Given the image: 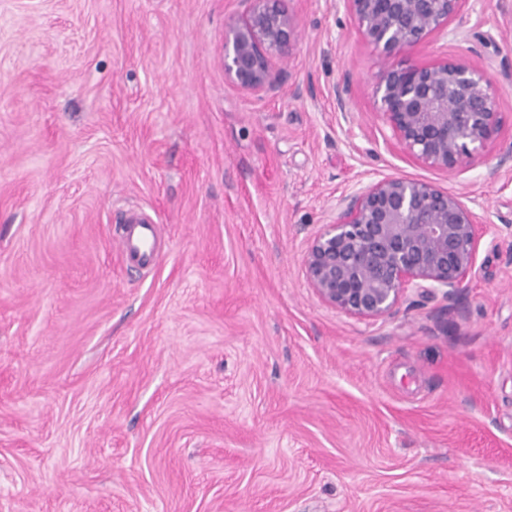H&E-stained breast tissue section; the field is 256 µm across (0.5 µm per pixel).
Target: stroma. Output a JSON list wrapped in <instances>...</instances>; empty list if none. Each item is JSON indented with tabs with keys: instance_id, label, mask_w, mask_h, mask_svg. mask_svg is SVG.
Returning a JSON list of instances; mask_svg holds the SVG:
<instances>
[{
	"instance_id": "obj_1",
	"label": "stroma",
	"mask_w": 512,
	"mask_h": 512,
	"mask_svg": "<svg viewBox=\"0 0 512 512\" xmlns=\"http://www.w3.org/2000/svg\"><path fill=\"white\" fill-rule=\"evenodd\" d=\"M285 6L303 37L262 96L224 79L242 0H0V512H512V0L470 2L492 41L400 58L501 84L450 171L389 141L352 18ZM383 175L479 202L457 301L361 319L309 288L338 198ZM126 224L128 230L118 240L123 260L128 265L137 268L153 265L156 262L158 251L154 223L140 215H132Z\"/></svg>"
}]
</instances>
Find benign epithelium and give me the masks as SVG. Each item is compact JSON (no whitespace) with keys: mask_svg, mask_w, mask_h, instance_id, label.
Here are the masks:
<instances>
[{"mask_svg":"<svg viewBox=\"0 0 512 512\" xmlns=\"http://www.w3.org/2000/svg\"><path fill=\"white\" fill-rule=\"evenodd\" d=\"M224 38V78L253 92L281 88L302 34L284 0H244ZM469 0H334L380 59L372 76L379 112L401 147L425 165L453 170L484 152L498 130L499 83L464 57L431 65L398 58L457 23L468 34ZM474 200L425 180L388 176L342 196L337 214L302 259L322 302L358 318L392 314L413 291L453 301L465 290L482 237Z\"/></svg>","mask_w":512,"mask_h":512,"instance_id":"obj_1","label":"benign epithelium"}]
</instances>
